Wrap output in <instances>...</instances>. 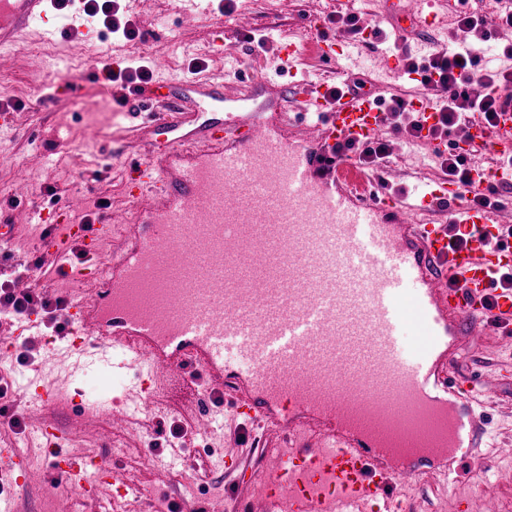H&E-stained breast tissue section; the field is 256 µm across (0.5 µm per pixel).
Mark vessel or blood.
<instances>
[{"instance_id": "1", "label": "vessel or blood", "mask_w": 512, "mask_h": 512, "mask_svg": "<svg viewBox=\"0 0 512 512\" xmlns=\"http://www.w3.org/2000/svg\"><path fill=\"white\" fill-rule=\"evenodd\" d=\"M47 0H0V49L43 18ZM424 0H383L395 36L432 26ZM325 63L345 75L353 48L314 38ZM234 86L187 80L180 102L141 94L145 127L168 135L163 152L128 163L131 187L154 193L143 221L125 236L89 297L67 300L64 336L78 358L133 374L136 391L157 397L169 381L219 380L237 415L273 427L282 448L266 451L254 479L282 512H362L389 501L397 481H419V460L444 457V474L473 457L482 416L464 408L456 365L471 327L512 335V300L494 284L512 274V225L497 240L485 226L501 208H475L469 189L447 181L385 194L378 181L351 179L336 142L376 139L386 124L372 97L331 99L302 80ZM275 90L283 133L250 116L258 86ZM203 107L188 118L181 103ZM225 120H218V113ZM459 151L484 144L507 159L512 186V107L494 129L468 122ZM59 207L42 240L46 262L65 247H93V228ZM474 227L450 247L449 224ZM420 338L405 355L401 325ZM223 402L197 399L195 429ZM41 435L54 469L81 492L86 463L63 456L65 435ZM26 457L0 448V476L25 474Z\"/></svg>"}]
</instances>
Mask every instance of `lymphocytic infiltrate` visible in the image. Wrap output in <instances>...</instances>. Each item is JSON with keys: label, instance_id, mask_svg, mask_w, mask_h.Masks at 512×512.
I'll list each match as a JSON object with an SVG mask.
<instances>
[{"label": "lymphocytic infiltrate", "instance_id": "f902f5d3", "mask_svg": "<svg viewBox=\"0 0 512 512\" xmlns=\"http://www.w3.org/2000/svg\"><path fill=\"white\" fill-rule=\"evenodd\" d=\"M456 35L468 43V50L445 47L424 61H416L408 55L400 60L406 74L419 76L423 88L439 100L438 118L435 124L426 128L410 116L408 100L401 97L392 99L387 107L388 112L397 123L406 125L412 137L418 138L424 134L435 138L442 136L460 126L472 112L481 115L485 128H493L500 109L512 103V71H498L489 67L472 50L473 45L487 39L478 12L466 10L459 14ZM93 79L111 95L113 102L123 106L128 102L129 93L141 92L144 84L150 82L151 74L142 67L132 71L126 67L105 64L98 67ZM474 82L484 89L482 96L477 98L471 97L467 91L468 85ZM441 168L449 180L459 186H470L478 180L485 183V192L474 194V205H498L496 175L493 170L471 165L467 156L458 152L443 157ZM64 308L63 298L53 299L41 291L18 294L8 285H0V310L14 317L24 318L39 310L50 314Z\"/></svg>", "mask_w": 512, "mask_h": 512}]
</instances>
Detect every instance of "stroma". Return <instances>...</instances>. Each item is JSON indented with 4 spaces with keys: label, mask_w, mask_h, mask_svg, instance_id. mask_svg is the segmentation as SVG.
Returning a JSON list of instances; mask_svg holds the SVG:
<instances>
[{
    "label": "stroma",
    "mask_w": 512,
    "mask_h": 512,
    "mask_svg": "<svg viewBox=\"0 0 512 512\" xmlns=\"http://www.w3.org/2000/svg\"><path fill=\"white\" fill-rule=\"evenodd\" d=\"M117 9L119 28L104 39L95 31L96 19L78 10L64 15L49 9L47 24H34L0 59V113L14 119L12 133L0 137V225H15L19 234L7 249L0 283L15 291L38 288L61 297L96 287L92 280H61L54 266L34 264L46 232L35 212L47 206L48 189L57 190L74 223L103 213L107 229L100 263L109 261L136 220L124 169L147 152L148 144L130 135L136 124L130 107L113 105L94 82L96 66L116 61L147 67L151 86L164 95L179 81L223 78L225 56L237 57L242 70L259 79L281 43L337 36L352 39L359 50L353 80L382 81L399 94L415 89L407 75L370 67L400 51L392 35L369 44L347 26L327 23L338 10L336 0H209L196 15L182 14L177 0H118ZM128 28L134 38L125 37ZM380 138L391 151V191L440 176V163L424 143L389 128ZM100 200L105 203L101 209L96 206ZM18 325V319L0 317V341L14 343L0 350V376L9 381L15 405L35 401L33 382L43 376L52 380L58 400L26 415L23 430L0 423V446L19 448L34 462L24 481L0 484V499L15 502L17 512H168L171 504L196 496L205 499L207 512H272L269 501L257 496L252 471L263 463V448L276 447L275 433L266 434L262 447L248 446L247 425L229 405L210 433H192L196 382L169 386L157 401L142 400L131 391L132 375H115L94 363L73 370L60 337L45 330L19 337ZM23 348L33 357L25 365L16 360ZM461 362L485 383L489 395L479 408L485 420L478 448L482 473L474 475L475 467L463 464L458 483L447 487L431 464L425 481L404 494L413 498L415 512H512V460L495 455L500 446L512 445V348L481 328L468 337ZM73 400L91 404V411H72ZM47 420L65 428L62 450L68 454L98 462L112 443L123 445L124 455L115 459L114 470L101 473L94 496H80L55 476L36 435ZM178 426L184 429L179 436L174 433ZM230 450L242 453L245 463L228 476L218 460ZM116 470L123 473L122 482H114Z\"/></svg>",
    "instance_id": "obj_1"
}]
</instances>
